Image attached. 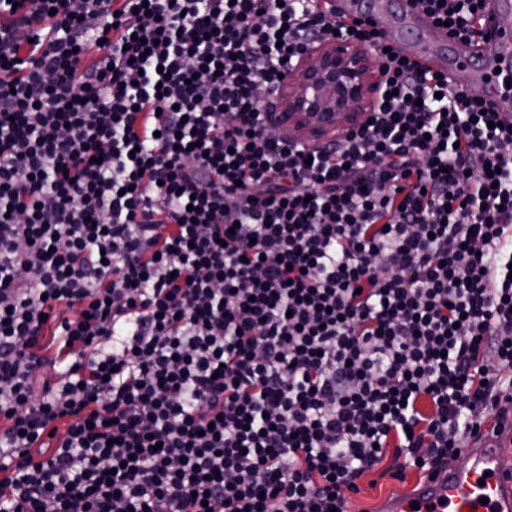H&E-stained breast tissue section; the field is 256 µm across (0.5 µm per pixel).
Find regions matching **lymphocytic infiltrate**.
I'll return each mask as SVG.
<instances>
[{"instance_id":"lymphocytic-infiltrate-1","label":"lymphocytic infiltrate","mask_w":512,"mask_h":512,"mask_svg":"<svg viewBox=\"0 0 512 512\" xmlns=\"http://www.w3.org/2000/svg\"><path fill=\"white\" fill-rule=\"evenodd\" d=\"M330 33L382 93L289 139ZM504 401L511 116L335 0H0V512H351ZM381 88L366 46L326 36L288 67L268 123L293 140L320 143L363 126Z\"/></svg>"}]
</instances>
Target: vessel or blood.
<instances>
[{"label": "vessel or blood", "mask_w": 512, "mask_h": 512, "mask_svg": "<svg viewBox=\"0 0 512 512\" xmlns=\"http://www.w3.org/2000/svg\"><path fill=\"white\" fill-rule=\"evenodd\" d=\"M336 7L349 15L366 13L407 56L447 74L452 88L496 111L512 110V90L495 80L499 69L512 64V0H486L483 17L493 37L477 44L452 41L447 53L425 44L432 20L409 0H336ZM510 450L512 407L501 428H485L468 440L466 467L426 474L406 493L384 500L380 512H512V474L499 466Z\"/></svg>", "instance_id": "b4317fda"}]
</instances>
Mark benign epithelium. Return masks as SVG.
Segmentation results:
<instances>
[{
    "label": "benign epithelium",
    "instance_id": "obj_1",
    "mask_svg": "<svg viewBox=\"0 0 512 512\" xmlns=\"http://www.w3.org/2000/svg\"><path fill=\"white\" fill-rule=\"evenodd\" d=\"M381 88L366 46L326 36L288 68L268 123L293 140L320 143L363 126Z\"/></svg>",
    "mask_w": 512,
    "mask_h": 512
}]
</instances>
